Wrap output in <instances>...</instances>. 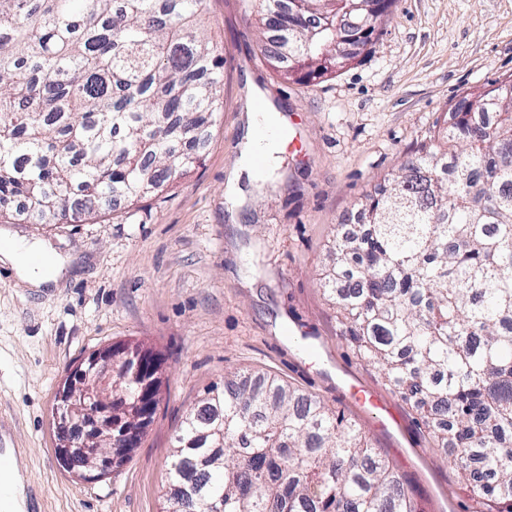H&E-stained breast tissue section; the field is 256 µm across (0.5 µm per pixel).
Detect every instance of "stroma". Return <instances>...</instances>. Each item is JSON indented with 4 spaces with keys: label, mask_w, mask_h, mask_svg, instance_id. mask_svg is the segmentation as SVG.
I'll list each match as a JSON object with an SVG mask.
<instances>
[{
    "label": "stroma",
    "mask_w": 512,
    "mask_h": 512,
    "mask_svg": "<svg viewBox=\"0 0 512 512\" xmlns=\"http://www.w3.org/2000/svg\"><path fill=\"white\" fill-rule=\"evenodd\" d=\"M224 110L199 164L167 194L72 224H1L0 240L48 243L59 285L0 265V419L43 491L41 512H162L174 437L224 375L277 374L356 423L425 512H468L455 469L417 412L342 336L321 278L367 192L433 135L475 87L512 79V0H395L375 50L324 78L280 77L260 59L255 0H210ZM286 117L271 173L244 170L250 115ZM167 369L131 459L82 479L57 460L53 411L69 369L113 343ZM358 388L379 407L348 399Z\"/></svg>",
    "instance_id": "stroma-1"
}]
</instances>
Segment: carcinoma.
<instances>
[{"label": "carcinoma", "instance_id": "obj_1", "mask_svg": "<svg viewBox=\"0 0 512 512\" xmlns=\"http://www.w3.org/2000/svg\"><path fill=\"white\" fill-rule=\"evenodd\" d=\"M208 0H0V222L138 205L198 163L223 107ZM346 0H260L288 76L336 71ZM365 196L323 287L361 359L424 412L477 512H512V81L448 110ZM165 512H420L357 426L267 372L186 416Z\"/></svg>", "mask_w": 512, "mask_h": 512}]
</instances>
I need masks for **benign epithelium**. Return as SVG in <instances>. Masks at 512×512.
Instances as JSON below:
<instances>
[{"label":"benign epithelium","instance_id":"1","mask_svg":"<svg viewBox=\"0 0 512 512\" xmlns=\"http://www.w3.org/2000/svg\"><path fill=\"white\" fill-rule=\"evenodd\" d=\"M357 13L347 19L346 31L367 29L374 15L365 0L355 4ZM121 363L124 374L141 380V394L130 403L112 394V366ZM160 358L143 349L109 345L73 367L59 389L54 420L57 454L78 473L110 474L138 447L139 428L152 417L162 390Z\"/></svg>","mask_w":512,"mask_h":512}]
</instances>
